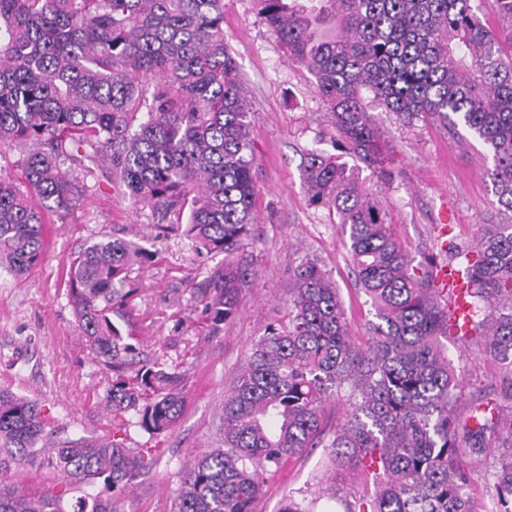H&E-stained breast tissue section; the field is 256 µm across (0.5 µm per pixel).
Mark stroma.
<instances>
[{
    "mask_svg": "<svg viewBox=\"0 0 512 512\" xmlns=\"http://www.w3.org/2000/svg\"><path fill=\"white\" fill-rule=\"evenodd\" d=\"M224 35L252 105L260 196L246 248L254 282L220 335L192 313L190 301L194 283L216 257L197 253L178 237L155 243L157 219L150 207L118 193L104 177L80 209L45 225L44 255L36 266L18 277L0 265V391L36 402L54 439L104 440L117 433L126 447L150 449V471L113 495L120 512H173L183 466L216 438L225 390L252 346L287 313L288 276L301 258H317L335 281L355 336H365L374 317L340 244L339 225L310 205L302 182L301 150L317 135L332 133L313 77L289 61L254 0H224ZM372 114L392 148L394 179L379 183L366 168L360 175L396 234L419 260L432 254L445 260L446 240L459 251L470 249L482 225L499 221L486 149L423 120L405 124L379 108ZM443 220L444 238L435 230ZM105 233L157 249L134 272L140 294L133 301L131 332L137 347L182 375L185 405L175 427L155 438L104 408L112 376L90 351L68 299L72 259ZM448 353L465 380L501 394V377L467 344L449 342ZM332 483L326 452L316 448L271 474L252 508L282 512L294 500L312 512H332Z\"/></svg>",
    "mask_w": 512,
    "mask_h": 512,
    "instance_id": "stroma-1",
    "label": "stroma"
}]
</instances>
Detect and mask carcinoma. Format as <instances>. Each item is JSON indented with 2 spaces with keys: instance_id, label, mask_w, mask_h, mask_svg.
<instances>
[{
  "instance_id": "obj_1",
  "label": "carcinoma",
  "mask_w": 512,
  "mask_h": 512,
  "mask_svg": "<svg viewBox=\"0 0 512 512\" xmlns=\"http://www.w3.org/2000/svg\"><path fill=\"white\" fill-rule=\"evenodd\" d=\"M255 0L288 57L313 77L336 134L332 151L306 148L301 176L311 205L335 216L341 244L375 311L356 343L338 289L314 258L292 269L288 317L268 328L224 393L220 440L195 453L176 512H253L267 476L313 448L358 469L374 491L346 512H486L474 467L494 459L491 512H512V411L489 393L461 410L463 377L448 356L451 297L438 262L414 263L359 162L390 181L389 149L366 99L410 123L462 128L493 159L504 224H485L456 272L473 322L464 342L495 366L512 401V0ZM156 80L146 95L141 79ZM250 104L224 37V0H0V145L29 151L21 180L0 175V262L16 276L42 258L43 224L86 199L97 172L149 206L165 233L223 255L191 289L217 334L251 284L245 252L259 194ZM82 165L71 177L66 164ZM153 253L102 238L69 272L75 321L112 372L105 405L153 438L180 417L182 378L163 363L122 376L136 347L125 320L134 266ZM343 398V422L325 411ZM38 463L59 492L0 485V512H66L67 490L104 478L123 490L150 465L149 449L120 439L45 442L41 407L0 391V470ZM71 512H118L112 499H76Z\"/></svg>"
}]
</instances>
